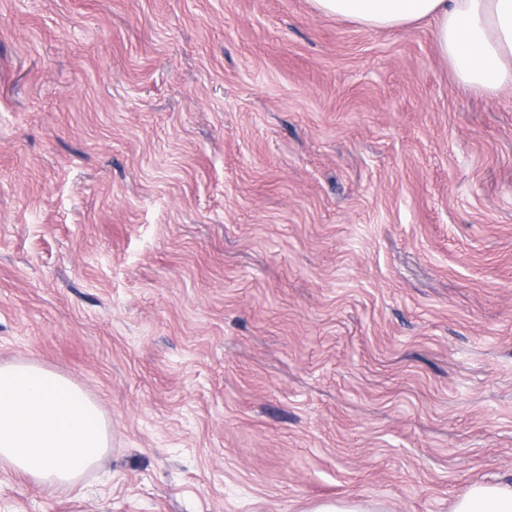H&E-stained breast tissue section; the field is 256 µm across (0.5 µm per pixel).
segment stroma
<instances>
[{
  "instance_id": "stroma-1",
  "label": "stroma",
  "mask_w": 512,
  "mask_h": 512,
  "mask_svg": "<svg viewBox=\"0 0 512 512\" xmlns=\"http://www.w3.org/2000/svg\"><path fill=\"white\" fill-rule=\"evenodd\" d=\"M101 407L0 512H449L512 483V93L311 0H0V363Z\"/></svg>"
}]
</instances>
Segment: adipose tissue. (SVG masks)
Returning <instances> with one entry per match:
<instances>
[{
    "label": "adipose tissue",
    "instance_id": "ef3b65f1",
    "mask_svg": "<svg viewBox=\"0 0 512 512\" xmlns=\"http://www.w3.org/2000/svg\"><path fill=\"white\" fill-rule=\"evenodd\" d=\"M321 14L372 29L432 24L438 54L465 92L512 91V0H312ZM109 449L99 405L34 363L0 364V467L73 488ZM450 512H512V484L472 483Z\"/></svg>",
    "mask_w": 512,
    "mask_h": 512
}]
</instances>
